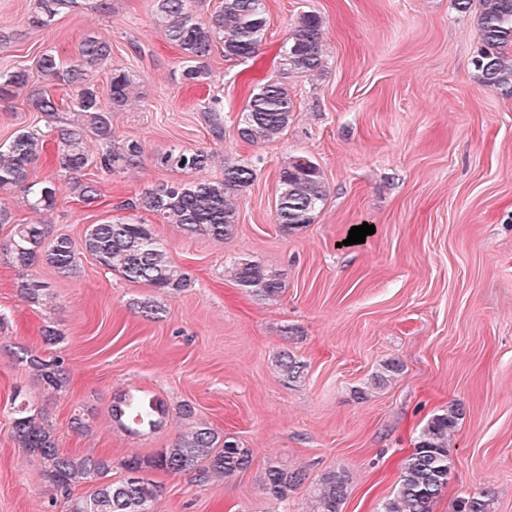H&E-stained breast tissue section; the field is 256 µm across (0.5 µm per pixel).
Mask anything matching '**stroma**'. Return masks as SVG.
I'll list each match as a JSON object with an SVG mask.
<instances>
[{"instance_id": "1", "label": "stroma", "mask_w": 512, "mask_h": 512, "mask_svg": "<svg viewBox=\"0 0 512 512\" xmlns=\"http://www.w3.org/2000/svg\"><path fill=\"white\" fill-rule=\"evenodd\" d=\"M78 2L34 27L33 0H0V28L22 33L0 48V73H33L46 52L71 60L89 32L110 39L113 66L134 77L139 96L112 123L119 136L142 141L140 163L100 176L95 209L72 201L49 160L34 176L61 186L53 210L33 212L19 192L0 203L18 223L42 222L77 242L110 219L154 224L196 284L163 297L162 319L149 321L134 303L153 290L86 257L75 277L37 266L52 299L32 307L0 257V512H67L40 461L12 438L18 392L54 425L64 452L110 457L116 480L128 457L172 444L184 402L251 448L250 468L226 480L154 474L162 491L153 512H309L311 484L331 470L349 480L343 512H379L427 420L457 402L464 415L449 439L452 474L432 512H455L461 497L483 491L493 512H512V94L481 83L474 18L453 0H266L258 56L214 53L211 82L190 88L151 0H110L105 12L98 0ZM306 11L324 20V71L290 79L294 110L279 139L242 143L237 117L249 89L276 76L279 49ZM214 98L224 110L220 142L201 112ZM46 126L25 97L0 102V143ZM173 148L214 151L212 179L227 164L254 166L231 239L189 237L135 208L144 188L185 181L157 162ZM296 155L318 164L328 192L313 224L286 233L275 222L278 174ZM366 222L374 234L347 244L351 227ZM241 257L281 273L277 300L257 301L236 286L229 269ZM47 325L61 333L59 344L44 343ZM25 349L64 358L66 393L43 391L19 360ZM285 349L305 365L294 384L275 369ZM390 359L401 373L372 387ZM125 392L166 402L159 429L130 434L113 422L112 399ZM78 409L93 415L83 435L69 427ZM272 464L305 470L307 484L285 501L266 496L260 478Z\"/></svg>"}]
</instances>
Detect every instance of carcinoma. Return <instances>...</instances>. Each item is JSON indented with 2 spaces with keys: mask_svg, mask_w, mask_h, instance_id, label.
Returning <instances> with one entry per match:
<instances>
[{
  "mask_svg": "<svg viewBox=\"0 0 512 512\" xmlns=\"http://www.w3.org/2000/svg\"><path fill=\"white\" fill-rule=\"evenodd\" d=\"M76 0H35L32 23L45 26L74 7ZM195 0H153L157 26L165 40L183 55V77L202 85L211 77L205 66L217 46L224 57L250 59L263 42L267 25L264 0H221L206 17L196 15ZM462 14H472L483 38V48L475 59L484 86L512 93V0H455ZM324 22L314 13L299 15L288 30L280 51L283 79H268L248 94L237 124L238 138L248 145H261L280 138L288 128L294 100L286 78L314 77L324 70ZM112 58L110 41L95 34L86 35L78 44L76 58L62 62L45 53L37 61L44 85L29 88L24 71L0 74V101H9L28 90L27 101L51 122L50 134L36 135L17 131L0 145V195L21 191L34 211L48 212L55 207L59 187L51 180L32 177L35 165L45 158L53 144L57 163L67 173L69 194L84 208L101 204L98 181L85 177L94 167L113 174L138 165L143 153L140 140L116 139L112 114L126 109L131 102L133 81L122 69L110 74L109 97L102 103L95 76ZM65 89L73 94V117L59 113L57 99L50 89ZM218 100L204 108L203 117L211 137L224 141V113L214 108ZM207 149H173L157 159L162 167L194 175L184 182L156 184L136 199V208L156 217L161 224H175L189 236H205L224 242L236 232L239 194L256 178V170L246 162L224 165L220 179L202 176L214 161ZM327 196L319 166L306 156L290 158L280 169L276 204V223L285 232L299 231L314 223ZM9 228L6 255L23 274L17 282L20 298L43 306L50 300L45 285L28 275L31 267L45 264L68 277L80 269L81 258L88 255L101 267L129 282L140 283L155 292L174 296L193 287L194 277L172 262L152 225L140 222L105 221L90 225L81 242L66 235L48 238L44 224H18L12 212L0 204V228ZM236 285L258 301L276 300L284 283L279 271L256 261L241 259L231 268ZM147 319H159L164 312L160 302L145 299L135 302ZM23 364L35 372L48 394L67 391L69 376L60 356L43 359L26 352ZM275 366L287 383L304 378V364L288 350L277 355ZM402 371L401 363L391 359L372 376L371 385L380 388ZM166 413L161 401L138 402L121 394L112 402V421L135 432L156 429ZM463 410L451 404L432 416L415 447L405 457L393 494L382 502L380 512H431L435 499L448 486L451 462L448 435L458 425ZM178 417L186 424L171 446L147 456L133 455L123 462L126 475L111 479L112 459L105 455L68 454L59 448L55 428L29 401L14 396L13 438L26 453L38 458L46 480L59 490L68 503V512H151L158 485L145 474L168 475L194 473L199 483L228 479L252 463V451L224 437L206 421L196 417L189 403L178 405ZM94 478L98 486L86 498H73L72 488ZM306 480L300 469L269 466L261 479L263 492L286 500ZM348 496L347 475L339 470L325 473L310 488V512H342ZM493 499L485 492L463 497L456 512H492Z\"/></svg>",
  "mask_w": 512,
  "mask_h": 512,
  "instance_id": "carcinoma-1",
  "label": "carcinoma"
}]
</instances>
